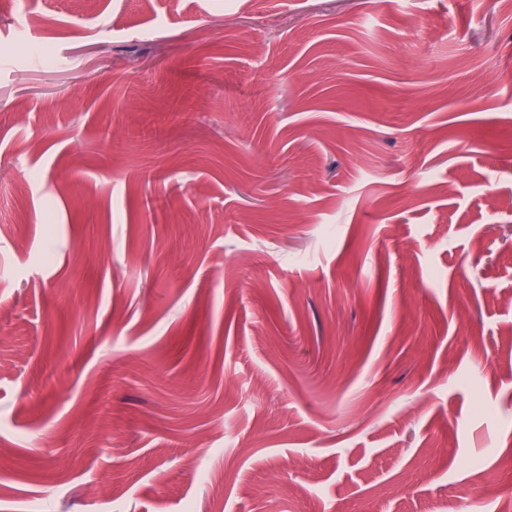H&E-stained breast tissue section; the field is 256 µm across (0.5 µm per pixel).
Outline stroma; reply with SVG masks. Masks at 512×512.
<instances>
[{"label":"stroma","instance_id":"obj_1","mask_svg":"<svg viewBox=\"0 0 512 512\" xmlns=\"http://www.w3.org/2000/svg\"><path fill=\"white\" fill-rule=\"evenodd\" d=\"M509 71L493 0H0V512H484ZM504 496V492L500 489L483 484V476L479 469H474L468 479L459 487L460 499L491 500L496 503L498 512H510L512 510V494L508 493L507 497ZM501 501H506L508 507L500 506Z\"/></svg>","mask_w":512,"mask_h":512}]
</instances>
